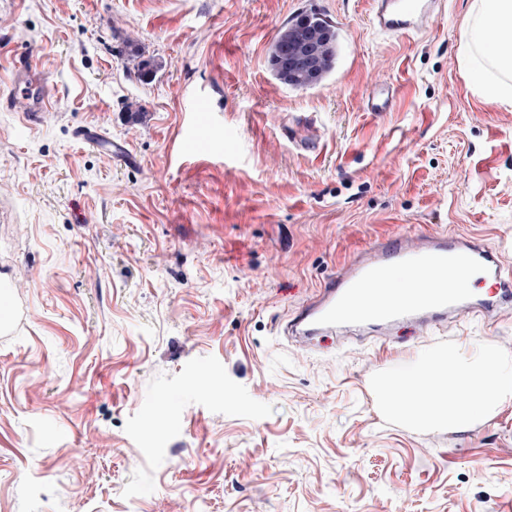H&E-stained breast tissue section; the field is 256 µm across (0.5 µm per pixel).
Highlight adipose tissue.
<instances>
[{
    "label": "adipose tissue",
    "mask_w": 512,
    "mask_h": 512,
    "mask_svg": "<svg viewBox=\"0 0 512 512\" xmlns=\"http://www.w3.org/2000/svg\"><path fill=\"white\" fill-rule=\"evenodd\" d=\"M461 58L487 104L512 105V0H473ZM376 394L404 421L467 429L512 401V359L492 346L432 352L412 370L381 379Z\"/></svg>",
    "instance_id": "obj_1"
}]
</instances>
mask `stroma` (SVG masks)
Segmentation results:
<instances>
[{"label": "stroma", "mask_w": 512, "mask_h": 512, "mask_svg": "<svg viewBox=\"0 0 512 512\" xmlns=\"http://www.w3.org/2000/svg\"><path fill=\"white\" fill-rule=\"evenodd\" d=\"M471 3L392 38L370 0H0V85L25 55L52 102L0 110V512H512V403L433 429L375 396L432 351L512 356V308L284 334L381 237L474 235L512 267V107L462 65ZM305 12L339 56L295 90L269 51Z\"/></svg>", "instance_id": "obj_1"}]
</instances>
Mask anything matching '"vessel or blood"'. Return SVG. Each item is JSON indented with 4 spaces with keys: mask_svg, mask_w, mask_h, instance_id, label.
I'll use <instances>...</instances> for the list:
<instances>
[{
    "mask_svg": "<svg viewBox=\"0 0 512 512\" xmlns=\"http://www.w3.org/2000/svg\"><path fill=\"white\" fill-rule=\"evenodd\" d=\"M441 8L440 0H372L374 27L392 36L421 31ZM0 107L22 110L26 121L46 111L42 81L26 58H15L11 91ZM409 268L419 273L423 292L398 300L384 287L389 272ZM464 269L493 281L491 298H475L466 285L449 286L446 272ZM512 306V274L480 238L442 234L399 236L377 242L304 305L289 322V335L310 338L339 324L366 326L385 332L401 320L421 329L444 325L469 314L489 315Z\"/></svg>",
    "mask_w": 512,
    "mask_h": 512,
    "instance_id": "vessel-or-blood-1",
    "label": "vessel or blood"
}]
</instances>
